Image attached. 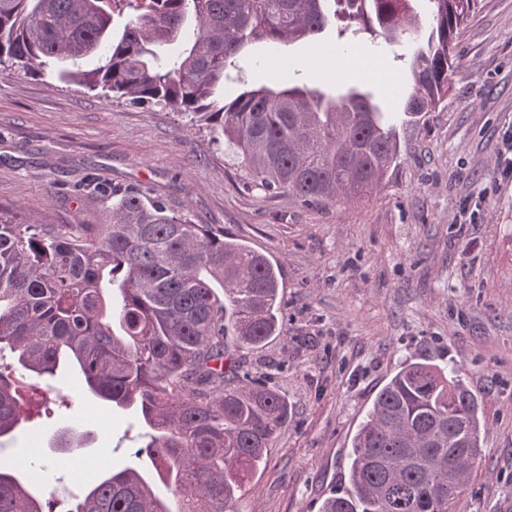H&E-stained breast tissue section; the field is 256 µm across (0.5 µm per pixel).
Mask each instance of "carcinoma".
<instances>
[{
  "label": "carcinoma",
  "instance_id": "obj_1",
  "mask_svg": "<svg viewBox=\"0 0 512 512\" xmlns=\"http://www.w3.org/2000/svg\"><path fill=\"white\" fill-rule=\"evenodd\" d=\"M421 0H0V73L53 77L133 104H164L205 128L265 190L356 202L399 155L391 116L367 92L328 96L290 81L216 98L256 42L291 44L329 24L387 43L417 34ZM404 122L448 105L454 45L478 0H426ZM124 16L113 34V16ZM95 57L98 65L84 66ZM282 330L279 274L247 244L173 216L141 191L112 190L103 224H26L0 207V447L40 409L30 379L75 370L92 396L134 409L152 430L137 453L166 493L126 468L84 483L67 512H233L288 403L250 372L224 385L231 347ZM477 396L459 369L410 363L375 395L353 439L351 490L322 512H457L482 458ZM65 456L85 435L58 431ZM0 512H53L0 459Z\"/></svg>",
  "mask_w": 512,
  "mask_h": 512
}]
</instances>
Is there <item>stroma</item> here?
I'll return each mask as SVG.
<instances>
[{"instance_id": "1", "label": "stroma", "mask_w": 512, "mask_h": 512, "mask_svg": "<svg viewBox=\"0 0 512 512\" xmlns=\"http://www.w3.org/2000/svg\"><path fill=\"white\" fill-rule=\"evenodd\" d=\"M370 60L364 79L311 63L315 48ZM396 48L328 27L318 42L254 44L240 75L259 84L315 81L330 95L373 93L395 112L410 90ZM512 134V0H481L455 41L448 105L398 129L399 157L368 198L305 204L252 186L232 155L170 107L104 98L74 84L0 74V206L35 224H98L120 187L160 199L225 239L247 243L279 271L283 329L236 350L241 370L268 375L289 407L267 462L236 512H321L348 489L352 440L376 393L404 364H455L479 397L484 453L458 512H512V182L496 160ZM95 177L97 189L72 186ZM481 198L476 223L462 209ZM65 402L21 425L5 452L27 472L65 426L89 433L74 464L40 488L64 502L75 471L108 450L113 469L159 475L134 455L146 426L65 377Z\"/></svg>"}]
</instances>
